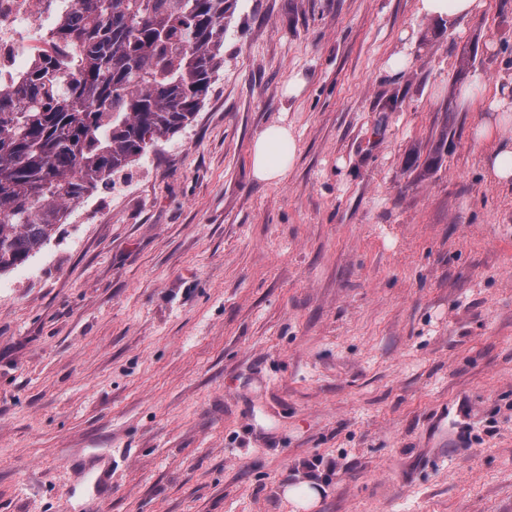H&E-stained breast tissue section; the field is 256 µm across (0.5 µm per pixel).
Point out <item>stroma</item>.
Returning a JSON list of instances; mask_svg holds the SVG:
<instances>
[{
    "label": "stroma",
    "mask_w": 512,
    "mask_h": 512,
    "mask_svg": "<svg viewBox=\"0 0 512 512\" xmlns=\"http://www.w3.org/2000/svg\"><path fill=\"white\" fill-rule=\"evenodd\" d=\"M483 3L236 0L191 124L0 273V512H87L99 453L103 512H294L303 479L313 512H512V188L474 136L512 0ZM418 12L426 17L466 19L475 15L483 0H417ZM296 141L288 126L274 124L263 130L251 149L253 176L262 182H279L294 166ZM94 473V490L88 502V511H100V504L105 491L112 486V457L99 456L96 458ZM311 480H302L285 488L284 496L294 506L301 509H311L318 499V488Z\"/></svg>",
    "instance_id": "35a3bbf8"
}]
</instances>
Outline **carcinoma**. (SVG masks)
Instances as JSON below:
<instances>
[{
    "label": "carcinoma",
    "instance_id": "carcinoma-1",
    "mask_svg": "<svg viewBox=\"0 0 512 512\" xmlns=\"http://www.w3.org/2000/svg\"><path fill=\"white\" fill-rule=\"evenodd\" d=\"M236 0H75L45 57L0 89V272L46 243L64 210L195 117L224 66Z\"/></svg>",
    "mask_w": 512,
    "mask_h": 512
}]
</instances>
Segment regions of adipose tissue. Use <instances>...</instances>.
<instances>
[{"label":"adipose tissue","mask_w":512,"mask_h":512,"mask_svg":"<svg viewBox=\"0 0 512 512\" xmlns=\"http://www.w3.org/2000/svg\"><path fill=\"white\" fill-rule=\"evenodd\" d=\"M487 115L477 127L478 141L490 144L485 159L488 177L500 185H512V82L496 87ZM296 141L288 126L274 124L263 130L251 149V169L262 182H278L294 166Z\"/></svg>","instance_id":"ef3b65f1"}]
</instances>
